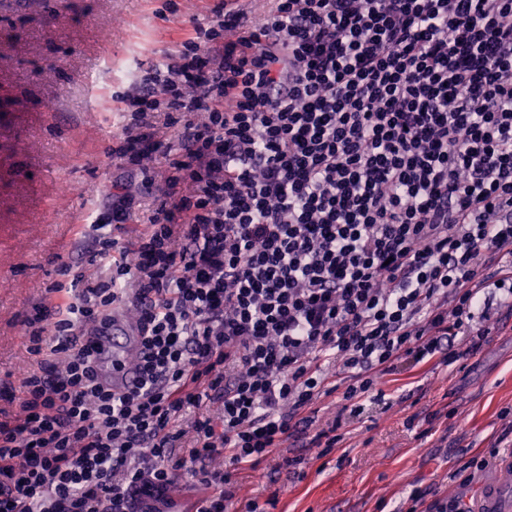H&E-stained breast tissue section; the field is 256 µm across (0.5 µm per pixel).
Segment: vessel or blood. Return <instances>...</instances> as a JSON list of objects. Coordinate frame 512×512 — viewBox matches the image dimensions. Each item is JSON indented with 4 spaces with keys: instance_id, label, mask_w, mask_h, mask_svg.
Wrapping results in <instances>:
<instances>
[{
    "instance_id": "obj_1",
    "label": "vessel or blood",
    "mask_w": 512,
    "mask_h": 512,
    "mask_svg": "<svg viewBox=\"0 0 512 512\" xmlns=\"http://www.w3.org/2000/svg\"><path fill=\"white\" fill-rule=\"evenodd\" d=\"M99 360L111 364L108 376L117 390L134 387L138 375L127 359L128 352L137 350L139 336L135 320L129 317L125 308L114 307L112 325L98 331L92 338Z\"/></svg>"
}]
</instances>
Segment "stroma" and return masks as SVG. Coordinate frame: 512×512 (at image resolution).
<instances>
[{
    "label": "stroma",
    "mask_w": 512,
    "mask_h": 512,
    "mask_svg": "<svg viewBox=\"0 0 512 512\" xmlns=\"http://www.w3.org/2000/svg\"><path fill=\"white\" fill-rule=\"evenodd\" d=\"M210 0H0V409L19 410L31 360L21 324L60 266L86 247L84 225L129 239L147 228L154 197L142 171L113 157L126 122L118 95L174 61ZM127 185L138 205L116 228L104 200ZM491 331L478 350L454 341L447 365L402 362L377 380L381 397L350 416L342 391L315 406L317 429L346 423L331 452L288 439L258 472L232 480L261 512H407L414 489L472 506L512 460V312L486 289ZM300 456L293 474L281 461ZM488 458L469 482L453 472Z\"/></svg>",
    "instance_id": "obj_1"
}]
</instances>
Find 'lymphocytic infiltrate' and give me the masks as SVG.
Returning <instances> with one entry per match:
<instances>
[{"label":"lymphocytic infiltrate","instance_id":"lymphocytic-infiltrate-1","mask_svg":"<svg viewBox=\"0 0 512 512\" xmlns=\"http://www.w3.org/2000/svg\"><path fill=\"white\" fill-rule=\"evenodd\" d=\"M217 0L121 102L118 157L166 159L149 229L93 233L85 278L24 321L35 369L0 418V512H166L180 470L196 512H230L257 470L409 356L488 335L512 299V0H275L243 25ZM138 311L140 385L113 390L83 339ZM191 437L188 457L174 448ZM223 457L225 469L211 465ZM203 491L204 486L198 479L184 472L178 476L175 483L171 486L169 496L177 501L193 503Z\"/></svg>","mask_w":512,"mask_h":512}]
</instances>
